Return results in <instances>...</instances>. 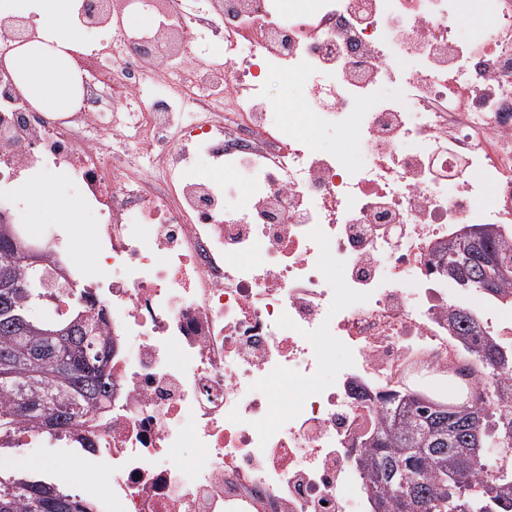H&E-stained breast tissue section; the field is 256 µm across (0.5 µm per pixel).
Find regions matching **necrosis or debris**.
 Here are the masks:
<instances>
[{"label":"necrosis or debris","mask_w":512,"mask_h":512,"mask_svg":"<svg viewBox=\"0 0 512 512\" xmlns=\"http://www.w3.org/2000/svg\"><path fill=\"white\" fill-rule=\"evenodd\" d=\"M136 9L112 0L77 52L76 111L0 67V182L72 177L112 308L75 486L93 512H363L373 394L512 386L449 337L434 259L459 225H512V0H165L133 30ZM274 78L303 111L276 117ZM204 161L247 168V203Z\"/></svg>","instance_id":"obj_1"}]
</instances>
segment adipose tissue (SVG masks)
I'll return each mask as SVG.
<instances>
[{
  "instance_id": "adipose-tissue-1",
  "label": "adipose tissue",
  "mask_w": 512,
  "mask_h": 512,
  "mask_svg": "<svg viewBox=\"0 0 512 512\" xmlns=\"http://www.w3.org/2000/svg\"><path fill=\"white\" fill-rule=\"evenodd\" d=\"M8 14L14 18L34 14L41 22L35 41L11 56V68L25 97L47 112L73 111L81 97V73L73 60L81 40L77 0H11ZM21 190L33 221L48 216L57 224L76 223L80 202L48 208L52 191L47 182L27 183Z\"/></svg>"
}]
</instances>
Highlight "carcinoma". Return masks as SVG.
Listing matches in <instances>:
<instances>
[{
  "label": "carcinoma",
  "instance_id": "carcinoma-1",
  "mask_svg": "<svg viewBox=\"0 0 512 512\" xmlns=\"http://www.w3.org/2000/svg\"><path fill=\"white\" fill-rule=\"evenodd\" d=\"M490 264L449 256L454 240L438 254L437 274L484 299L512 300V245L496 224H485ZM14 225L0 223V454L16 453L20 433L37 441L67 438L95 451V414L112 398L108 370L112 339L104 334L102 309L77 296V289L47 288L53 250L40 246L41 263L13 241ZM505 268L506 275H496ZM64 304L44 323L35 312L49 298ZM448 334L483 366L512 373V344H498L470 307H448ZM480 403L429 401L409 391L380 393L376 426L364 436L359 472L364 491L380 512H408L398 483L380 465L413 467L419 512H512V458L480 488L473 477L486 449H512V400L493 388L471 391ZM90 512L84 500L55 483L0 466V512Z\"/></svg>",
  "mask_w": 512,
  "mask_h": 512
}]
</instances>
